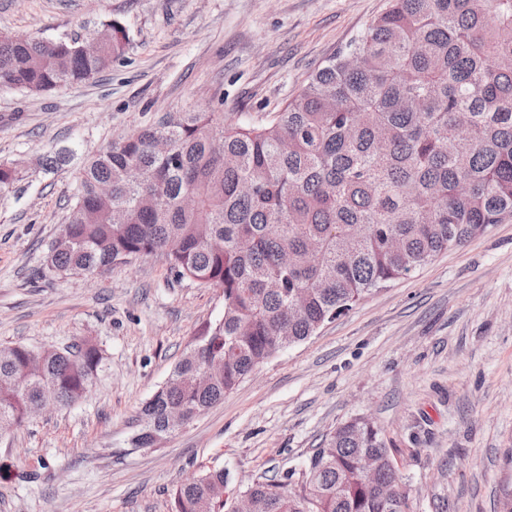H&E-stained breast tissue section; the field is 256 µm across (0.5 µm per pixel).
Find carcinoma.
Wrapping results in <instances>:
<instances>
[{
    "mask_svg": "<svg viewBox=\"0 0 512 512\" xmlns=\"http://www.w3.org/2000/svg\"><path fill=\"white\" fill-rule=\"evenodd\" d=\"M93 39L86 55L72 40L1 33L0 89L93 79L127 33L105 21ZM507 220L512 0H391L268 123L169 113L105 145L80 170L45 270L93 278L161 253L178 277L224 289L222 316L140 409L131 444L151 448L175 430L171 410L195 420L286 346ZM214 358L224 371L204 375ZM101 360L89 341L1 345L0 431L42 402H78ZM226 482L216 469L181 483L175 512H231ZM301 483H253V512H409L381 430L364 417L325 439Z\"/></svg>",
    "mask_w": 512,
    "mask_h": 512,
    "instance_id": "obj_1",
    "label": "carcinoma"
}]
</instances>
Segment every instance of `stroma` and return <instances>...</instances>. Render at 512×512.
Here are the masks:
<instances>
[{"label": "stroma", "instance_id": "stroma-1", "mask_svg": "<svg viewBox=\"0 0 512 512\" xmlns=\"http://www.w3.org/2000/svg\"><path fill=\"white\" fill-rule=\"evenodd\" d=\"M390 0H0V33L128 40L89 82L0 90V344L88 340L103 361L74 406L0 432V512H173V490L221 469L229 489L300 473L345 421L369 417L410 512H497L512 484V220L441 254L261 364L157 447L130 438L142 404L224 309V291L144 255L97 278L44 273L79 171L164 112L267 122ZM73 149L46 171L48 152ZM45 469L28 473L37 459Z\"/></svg>", "mask_w": 512, "mask_h": 512}]
</instances>
